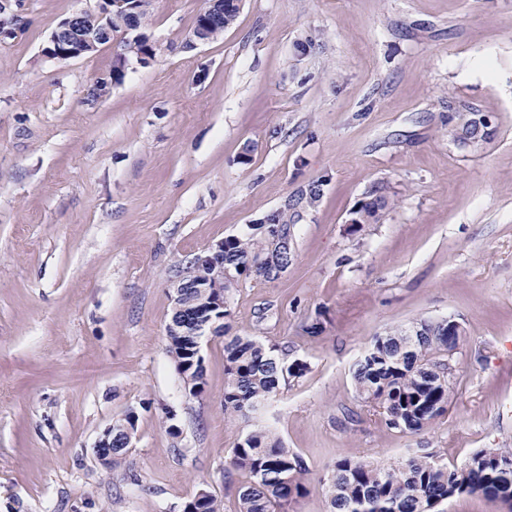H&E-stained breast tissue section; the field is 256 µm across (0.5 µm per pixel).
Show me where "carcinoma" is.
<instances>
[{
  "instance_id": "1",
  "label": "carcinoma",
  "mask_w": 512,
  "mask_h": 512,
  "mask_svg": "<svg viewBox=\"0 0 512 512\" xmlns=\"http://www.w3.org/2000/svg\"><path fill=\"white\" fill-rule=\"evenodd\" d=\"M238 14L233 0H226L224 7L197 15L194 26L207 24L212 41L235 23ZM389 204L384 195L373 197L362 223L378 222ZM249 229L245 236L225 237L224 255L212 266L195 265L188 256L180 261L185 287L173 302L166 326L168 353L192 395L202 392L205 372L196 357V328L206 323L213 335L224 338V414L247 419L277 394L282 382L306 371L304 363L288 361L275 348L231 333L230 326L219 320L230 316L229 309L211 308L213 291L201 287L224 268L234 274L224 279L227 295L242 279L271 281L280 267L291 264L292 247L281 246L292 238L288 210L280 211L271 226L261 221ZM455 350L440 320L391 329L377 337L357 361L356 395L382 410L386 427L419 432L448 410L454 392L448 366ZM135 428L133 411L113 419L112 459L126 453ZM231 464L247 477L238 489V512H288L305 493L302 458L263 426H253L237 442ZM505 464L512 468V448L480 449L452 470L426 455L397 465L341 459L326 487L330 512H436L438 505L462 494L487 498L493 494L512 502V481L501 476ZM184 512L222 509L216 498L202 490L185 505Z\"/></svg>"
}]
</instances>
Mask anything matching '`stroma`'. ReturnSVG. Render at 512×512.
<instances>
[{"label": "stroma", "mask_w": 512, "mask_h": 512, "mask_svg": "<svg viewBox=\"0 0 512 512\" xmlns=\"http://www.w3.org/2000/svg\"><path fill=\"white\" fill-rule=\"evenodd\" d=\"M204 4L152 0L154 59L103 93L108 47L41 54L97 0L7 4L24 24L0 43V512H183L202 490L237 512L231 451L255 423L304 461L289 512H328L341 458L452 469L512 448V0H243L192 47ZM452 105L489 116V138L458 147ZM375 189L393 207L351 224ZM283 206L294 259L240 281L228 323L307 370L244 420L224 413L223 338L202 339L196 396L168 355L169 271ZM444 318L463 330L447 412L386 428L356 362ZM130 411L103 468L95 442ZM136 421L135 412L130 411L113 419L112 424L103 431L95 446V452L101 457L112 454V461L104 464L99 460V456H96L101 466L111 467L117 458L126 453L128 442L135 433Z\"/></svg>", "instance_id": "obj_1"}]
</instances>
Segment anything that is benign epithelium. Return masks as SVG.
Returning a JSON list of instances; mask_svg holds the SVG:
<instances>
[{
	"instance_id": "obj_1",
	"label": "benign epithelium",
	"mask_w": 512,
	"mask_h": 512,
	"mask_svg": "<svg viewBox=\"0 0 512 512\" xmlns=\"http://www.w3.org/2000/svg\"><path fill=\"white\" fill-rule=\"evenodd\" d=\"M98 9L94 12L97 27L86 29L83 26L84 13H74L62 20L42 47V56L50 61L62 62L88 54V47L105 37L106 46L112 48L114 72H124L128 55L125 44L133 40H144L148 45L145 53L137 57L143 65L150 63L156 54L155 44L147 36L138 32L135 17L140 0H97ZM22 28V20L17 14H6V5L0 6V43L13 39ZM491 121L488 116L477 112L472 114V124L457 130L454 141L459 146L474 144L486 136ZM224 253V240L212 244L205 251L196 254L192 260L207 265L214 257Z\"/></svg>"
}]
</instances>
